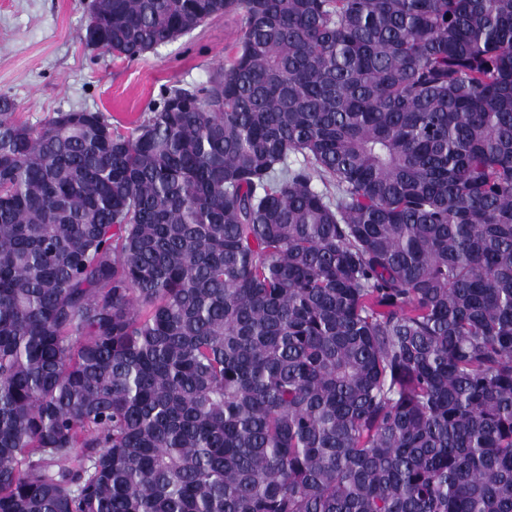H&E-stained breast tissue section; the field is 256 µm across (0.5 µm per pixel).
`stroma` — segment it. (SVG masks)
<instances>
[{
  "instance_id": "obj_1",
  "label": "stroma",
  "mask_w": 512,
  "mask_h": 512,
  "mask_svg": "<svg viewBox=\"0 0 512 512\" xmlns=\"http://www.w3.org/2000/svg\"><path fill=\"white\" fill-rule=\"evenodd\" d=\"M86 2L0 0V93L29 124L83 109L130 133L165 90L205 82L235 52L241 22L223 16L136 59L113 57L82 39Z\"/></svg>"
}]
</instances>
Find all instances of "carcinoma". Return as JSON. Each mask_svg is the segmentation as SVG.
<instances>
[{"label": "carcinoma", "instance_id": "1", "mask_svg": "<svg viewBox=\"0 0 512 512\" xmlns=\"http://www.w3.org/2000/svg\"><path fill=\"white\" fill-rule=\"evenodd\" d=\"M133 131L0 94V512H512V0H93Z\"/></svg>", "mask_w": 512, "mask_h": 512}]
</instances>
